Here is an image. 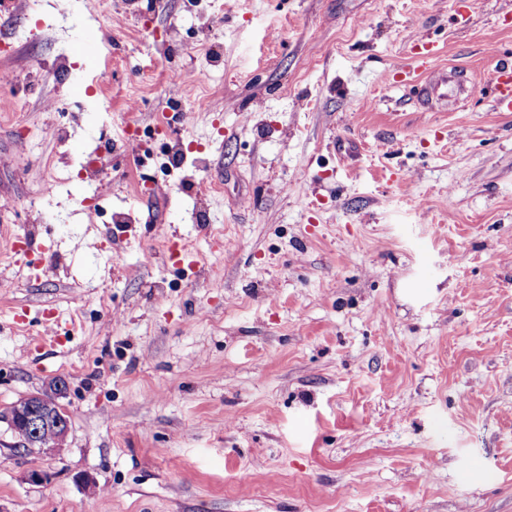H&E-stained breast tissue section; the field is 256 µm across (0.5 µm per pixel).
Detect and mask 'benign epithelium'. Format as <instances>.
Here are the masks:
<instances>
[{
    "mask_svg": "<svg viewBox=\"0 0 512 512\" xmlns=\"http://www.w3.org/2000/svg\"><path fill=\"white\" fill-rule=\"evenodd\" d=\"M67 389V380L56 378L43 391L20 398L9 406L6 415H0V421L6 422L18 439L17 447L39 457L57 453L55 447H43L39 437L43 431L51 429L59 433L61 438H67L70 417L60 403Z\"/></svg>",
    "mask_w": 512,
    "mask_h": 512,
    "instance_id": "7a95c632",
    "label": "benign epithelium"
}]
</instances>
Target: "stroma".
<instances>
[{
  "mask_svg": "<svg viewBox=\"0 0 512 512\" xmlns=\"http://www.w3.org/2000/svg\"><path fill=\"white\" fill-rule=\"evenodd\" d=\"M4 2L0 512H512V0ZM495 106L500 112H512V65L502 64L493 73ZM67 389V380L56 378L43 391L29 394L12 403L4 417L0 415V421H5L18 439L17 447L39 457L55 454L58 448L59 452L65 449L66 443H57L53 434L44 435L42 444L53 443L58 448L43 447L39 443V437L43 431L51 429L59 433L66 442L71 427L70 417L59 400L64 397Z\"/></svg>",
  "mask_w": 512,
  "mask_h": 512,
  "instance_id": "obj_1",
  "label": "stroma"
}]
</instances>
